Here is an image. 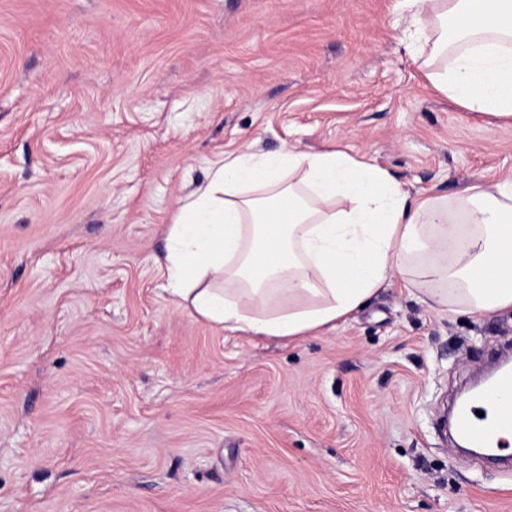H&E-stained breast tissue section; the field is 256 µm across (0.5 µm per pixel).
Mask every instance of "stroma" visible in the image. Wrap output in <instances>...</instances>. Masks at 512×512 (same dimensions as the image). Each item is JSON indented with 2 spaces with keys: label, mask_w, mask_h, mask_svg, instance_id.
Returning <instances> with one entry per match:
<instances>
[{
  "label": "stroma",
  "mask_w": 512,
  "mask_h": 512,
  "mask_svg": "<svg viewBox=\"0 0 512 512\" xmlns=\"http://www.w3.org/2000/svg\"><path fill=\"white\" fill-rule=\"evenodd\" d=\"M402 0H0V512H512L443 415L512 309L397 275L252 341L162 291L177 201L237 151L338 149L411 193L512 176V118L432 87Z\"/></svg>",
  "instance_id": "stroma-1"
}]
</instances>
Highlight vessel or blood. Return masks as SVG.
I'll return each mask as SVG.
<instances>
[{"mask_svg":"<svg viewBox=\"0 0 512 512\" xmlns=\"http://www.w3.org/2000/svg\"><path fill=\"white\" fill-rule=\"evenodd\" d=\"M486 400L492 406L491 417L477 416L476 405H464L455 413L454 428L478 447L498 448L512 436V373L499 376Z\"/></svg>","mask_w":512,"mask_h":512,"instance_id":"vessel-or-blood-1","label":"vessel or blood"}]
</instances>
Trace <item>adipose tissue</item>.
<instances>
[{
	"instance_id": "1",
	"label": "adipose tissue",
	"mask_w": 512,
	"mask_h": 512,
	"mask_svg": "<svg viewBox=\"0 0 512 512\" xmlns=\"http://www.w3.org/2000/svg\"><path fill=\"white\" fill-rule=\"evenodd\" d=\"M431 84L512 117V0H404ZM415 265L437 309H512V177L413 196L341 151L232 152L180 198L158 267L226 333L314 336Z\"/></svg>"
}]
</instances>
